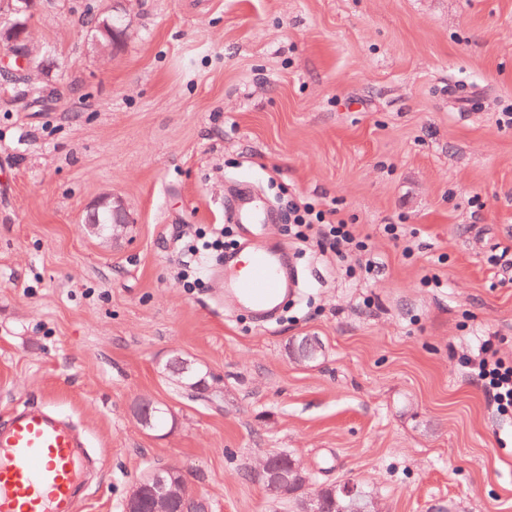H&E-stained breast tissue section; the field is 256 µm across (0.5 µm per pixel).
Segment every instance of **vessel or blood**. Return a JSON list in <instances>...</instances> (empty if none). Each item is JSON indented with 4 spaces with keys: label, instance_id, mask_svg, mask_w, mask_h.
<instances>
[{
    "label": "vessel or blood",
    "instance_id": "obj_1",
    "mask_svg": "<svg viewBox=\"0 0 512 512\" xmlns=\"http://www.w3.org/2000/svg\"><path fill=\"white\" fill-rule=\"evenodd\" d=\"M227 215L240 245L221 272L224 305L268 321L296 286L288 252L270 241L269 211L251 194L238 195ZM86 448L75 427L44 406L16 410L0 426V512H77Z\"/></svg>",
    "mask_w": 512,
    "mask_h": 512
}]
</instances>
